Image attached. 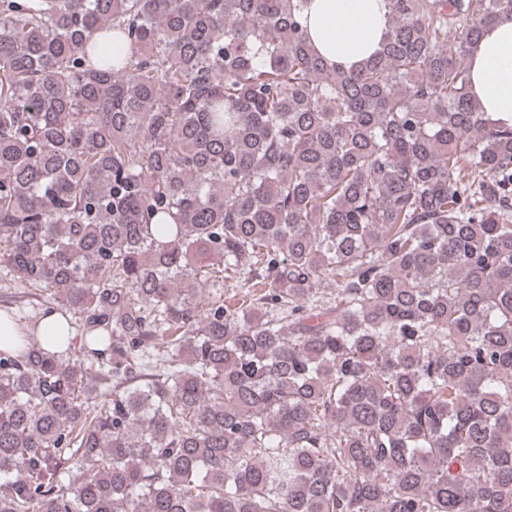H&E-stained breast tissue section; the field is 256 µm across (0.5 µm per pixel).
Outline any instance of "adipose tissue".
Listing matches in <instances>:
<instances>
[{"mask_svg": "<svg viewBox=\"0 0 512 512\" xmlns=\"http://www.w3.org/2000/svg\"><path fill=\"white\" fill-rule=\"evenodd\" d=\"M381 0H312L308 35L331 62L354 66L376 49L386 26ZM473 92L492 118L512 123V18L490 25L468 55Z\"/></svg>", "mask_w": 512, "mask_h": 512, "instance_id": "ef3b65f1", "label": "adipose tissue"}]
</instances>
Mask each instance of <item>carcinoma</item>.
Segmentation results:
<instances>
[{"label": "carcinoma", "instance_id": "cac0c4a2", "mask_svg": "<svg viewBox=\"0 0 512 512\" xmlns=\"http://www.w3.org/2000/svg\"><path fill=\"white\" fill-rule=\"evenodd\" d=\"M307 3L0 0V263L81 331L0 325V512H512V0L351 68ZM474 95L492 118L512 124V18L484 31L468 55Z\"/></svg>", "mask_w": 512, "mask_h": 512}]
</instances>
